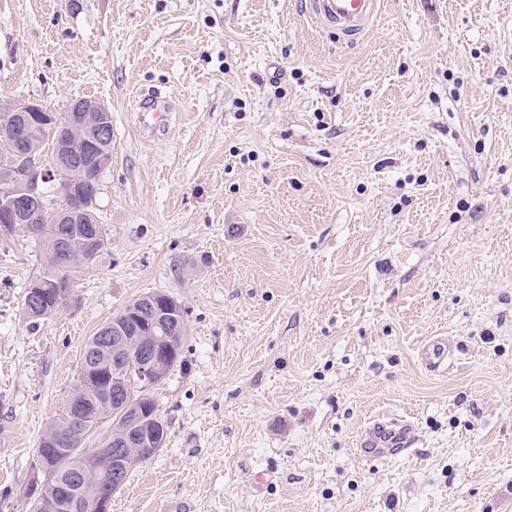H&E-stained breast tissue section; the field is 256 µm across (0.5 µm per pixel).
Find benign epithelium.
Segmentation results:
<instances>
[{"label":"benign epithelium","mask_w":512,"mask_h":512,"mask_svg":"<svg viewBox=\"0 0 512 512\" xmlns=\"http://www.w3.org/2000/svg\"><path fill=\"white\" fill-rule=\"evenodd\" d=\"M3 112H17L24 126L36 127L46 134L54 136L56 132L70 129L74 125H83L87 122L96 127L95 134L87 144L91 151L81 153L69 152L71 146L61 142L58 145L56 163L50 168H42L36 163L33 154L16 152L11 166L5 171L0 180L5 183L4 194L0 197V231L8 234L12 224H30L32 228L41 231L40 224L44 223L42 195L39 192V181L48 178L65 180L69 168H77L87 173L86 182L90 183L99 178L112 160V153L99 147L102 140L101 133L106 130V122L111 111L105 104L95 101L79 99L69 106V113L58 114L34 102H18L0 109ZM95 198L78 191L75 186H62V201L55 215L60 224H76L88 213V208ZM53 297L59 301L67 302L71 299V287L68 281L59 278L48 284L39 286L36 295L30 301L31 308L39 309L45 305V300ZM143 311L146 318H137L138 327L135 332L147 328L160 320H175L181 313V306L173 298L157 293H148L143 298ZM112 355V366L116 372L112 373V386L105 390V396L112 403L122 408H128L125 399L137 390L141 392L140 398L147 400V392L154 385L165 378L162 359L169 355L166 348L151 346L142 348L137 357L128 354L121 344L112 347H95L86 352L81 365L84 383L92 386L97 380L95 370L101 363L99 352ZM139 452L153 457L163 447V436L154 432L150 436L137 437ZM94 461L105 466L103 474L112 480V484L121 487L125 483V472L128 470L127 457L120 452L112 451L110 445L104 443L98 448L90 449ZM66 454L68 449L63 448L56 455H43L39 459L38 469L43 475V481H51L62 476L66 471ZM78 503L84 505L85 512H109V501L104 497H90L86 492V482L75 477L64 488L61 496L42 501L40 508L44 512H70Z\"/></svg>","instance_id":"7a95c632"}]
</instances>
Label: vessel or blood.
Here are the masks:
<instances>
[{"label": "vessel or blood", "instance_id": "vessel-or-blood-1", "mask_svg": "<svg viewBox=\"0 0 512 512\" xmlns=\"http://www.w3.org/2000/svg\"><path fill=\"white\" fill-rule=\"evenodd\" d=\"M309 11L325 27L335 29L340 43L353 45L364 38L377 19L381 0H305ZM415 429L402 420H375L361 434L358 454L369 459H382L411 447Z\"/></svg>", "mask_w": 512, "mask_h": 512}]
</instances>
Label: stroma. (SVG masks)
<instances>
[{"instance_id": "obj_1", "label": "stroma", "mask_w": 512, "mask_h": 512, "mask_svg": "<svg viewBox=\"0 0 512 512\" xmlns=\"http://www.w3.org/2000/svg\"><path fill=\"white\" fill-rule=\"evenodd\" d=\"M79 98L112 113L107 243L34 326L42 254L0 234V512L152 291L186 323L167 438L111 512H512V0H385L353 47L303 0H0V105ZM377 415L415 445L360 459ZM171 111L169 101L161 95L146 101H138L136 112H141L142 117L151 114L155 122H163Z\"/></svg>"}]
</instances>
